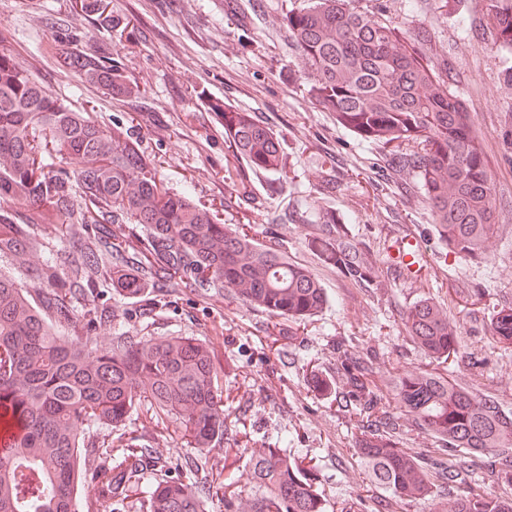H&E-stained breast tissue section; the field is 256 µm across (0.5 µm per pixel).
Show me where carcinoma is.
I'll use <instances>...</instances> for the list:
<instances>
[{
	"mask_svg": "<svg viewBox=\"0 0 512 512\" xmlns=\"http://www.w3.org/2000/svg\"><path fill=\"white\" fill-rule=\"evenodd\" d=\"M480 24L492 46L512 48V0H481ZM106 0H81L103 24ZM288 35L309 77L315 102L337 123L369 142H411L390 165L415 175L440 237L462 257L487 256L497 236L494 187L469 112L448 81L392 20L356 0H312L286 15ZM59 65L85 84L128 102L141 95L112 54L64 45ZM233 156L254 169H283L284 143L270 128L227 105L219 113ZM337 264L365 280L372 267L350 241L336 244ZM0 512H123L141 496L146 512H206L234 490L210 477L192 485L170 477L173 462L154 461L143 484L146 439L126 431L141 410L150 426L190 448L224 441L221 365L191 336H109L120 308L107 295L141 296L156 289L143 326L171 303L182 285L207 295L232 291L274 316L305 320L328 295L287 251L217 223L185 194L158 178L155 160L120 126L104 128L75 112L14 58L0 52ZM406 326L415 347L449 358L459 347L456 325L429 299ZM74 328L73 334L63 329ZM493 338L512 345V307L493 318ZM345 377L340 405L365 417L357 463L368 485L394 498L449 497L455 512H512V414L451 376L401 372L392 381L397 409L448 443L492 453L481 482L447 458L417 460L397 447L399 416L372 387V364L336 348ZM313 468L268 448L250 460L255 492L248 512H324ZM92 480L85 510L77 507L78 475Z\"/></svg>",
	"mask_w": 512,
	"mask_h": 512,
	"instance_id": "carcinoma-1",
	"label": "carcinoma"
}]
</instances>
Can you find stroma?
<instances>
[{"instance_id":"stroma-1","label":"stroma","mask_w":512,"mask_h":512,"mask_svg":"<svg viewBox=\"0 0 512 512\" xmlns=\"http://www.w3.org/2000/svg\"><path fill=\"white\" fill-rule=\"evenodd\" d=\"M307 0H107L111 28L78 0H0V52L101 126L128 125L145 154L159 160L170 192L189 193L218 223L259 242L287 248L308 267L329 300L293 323L231 291L204 295L179 288L156 318V336H192L213 347L221 364L224 444L195 449L170 437L154 456L178 460L174 479L195 482L223 469L231 488L247 490L248 462L264 448L312 460L325 512L358 501L380 512L385 493L367 489L356 463L362 415L339 409L343 380L336 345L353 339L374 359V381L386 407L396 373L434 370L512 410V347L497 344L492 320L512 307V91L504 75L512 50L464 36L461 17H478L480 0H360L363 8L423 36L422 48L453 87L483 140L492 177L498 233L487 259L451 252L433 224L411 175L389 177L395 145L364 141L316 104L282 23ZM108 45L145 93L131 105L81 83L58 65L66 40ZM232 105L285 141L282 173L247 168L234 158L215 114ZM356 243L373 267L369 281L347 278L319 242L327 229ZM414 238L420 262L402 274L394 242ZM440 303L459 327L461 348L437 364L415 348L404 319L420 300Z\"/></svg>"}]
</instances>
